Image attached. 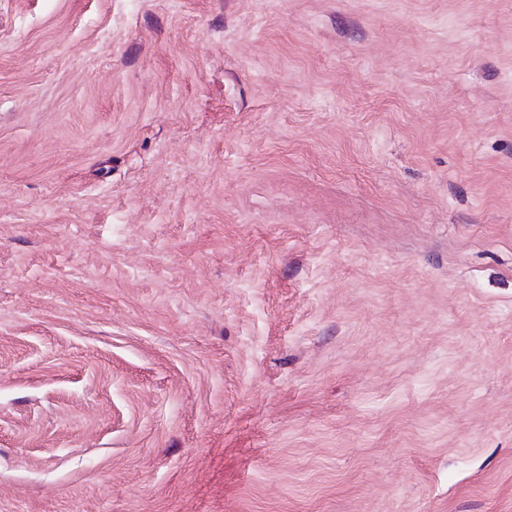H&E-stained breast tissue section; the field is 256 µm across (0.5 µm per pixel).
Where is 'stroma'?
<instances>
[{
    "instance_id": "35a3bbf8",
    "label": "stroma",
    "mask_w": 512,
    "mask_h": 512,
    "mask_svg": "<svg viewBox=\"0 0 512 512\" xmlns=\"http://www.w3.org/2000/svg\"><path fill=\"white\" fill-rule=\"evenodd\" d=\"M0 512H512V0H0Z\"/></svg>"
}]
</instances>
